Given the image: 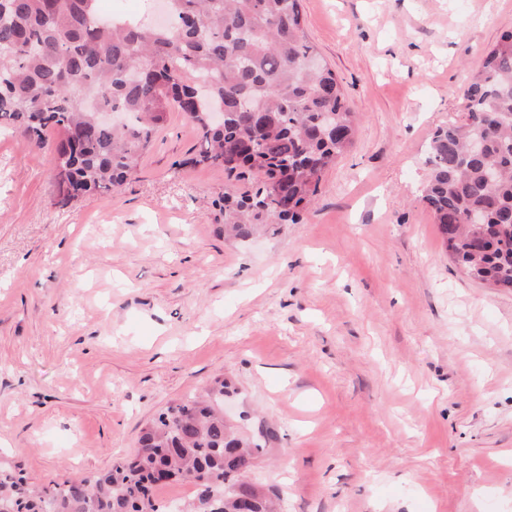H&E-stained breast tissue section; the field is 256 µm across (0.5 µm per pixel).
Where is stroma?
<instances>
[{
  "instance_id": "35a3bbf8",
  "label": "stroma",
  "mask_w": 512,
  "mask_h": 512,
  "mask_svg": "<svg viewBox=\"0 0 512 512\" xmlns=\"http://www.w3.org/2000/svg\"><path fill=\"white\" fill-rule=\"evenodd\" d=\"M357 136L298 224L226 240L223 170L168 113L135 180L61 202L0 132V459L34 488L133 454L221 373L273 429L283 512H512V291L469 279L421 200L436 128L512 0H300Z\"/></svg>"
}]
</instances>
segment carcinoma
Listing matches in <instances>:
<instances>
[{"mask_svg":"<svg viewBox=\"0 0 512 512\" xmlns=\"http://www.w3.org/2000/svg\"><path fill=\"white\" fill-rule=\"evenodd\" d=\"M98 0H0V129L51 149L68 202L122 189L157 128L180 112L198 132L182 165L221 168L256 187L224 194V231L242 242L271 224H297L324 171L353 144L354 112L335 71L307 41L299 0H167L170 21L120 23ZM463 119L438 128L423 200L454 262L473 280L512 288V31L463 91ZM101 112L123 122L102 125ZM224 113V125L210 116ZM60 138L51 140L50 134ZM249 144L239 167L224 156ZM231 380L171 405L141 430L132 459L38 492L0 462V512H171L160 481L189 480L178 512H280L279 492L245 481L275 432L251 417L224 421Z\"/></svg>","mask_w":512,"mask_h":512,"instance_id":"cac0c4a2","label":"carcinoma"}]
</instances>
